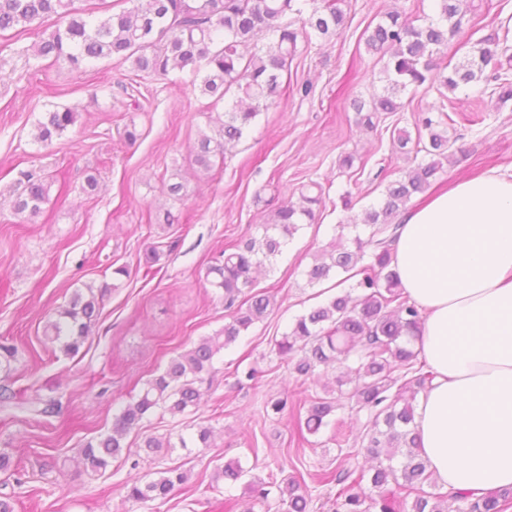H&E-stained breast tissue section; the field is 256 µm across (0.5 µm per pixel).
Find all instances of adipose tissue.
<instances>
[{"label":"adipose tissue","mask_w":512,"mask_h":512,"mask_svg":"<svg viewBox=\"0 0 512 512\" xmlns=\"http://www.w3.org/2000/svg\"><path fill=\"white\" fill-rule=\"evenodd\" d=\"M392 266L434 373L415 425L437 487L512 489V175L455 180L402 211Z\"/></svg>","instance_id":"obj_1"}]
</instances>
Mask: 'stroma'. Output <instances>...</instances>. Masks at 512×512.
Here are the masks:
<instances>
[{"instance_id": "1", "label": "stroma", "mask_w": 512, "mask_h": 512, "mask_svg": "<svg viewBox=\"0 0 512 512\" xmlns=\"http://www.w3.org/2000/svg\"><path fill=\"white\" fill-rule=\"evenodd\" d=\"M470 5L465 32L477 38L512 17V0ZM342 8L348 21L342 34L298 43L290 87L206 176L194 174L188 159L189 145L209 124L206 100L189 73L148 76L107 59L80 68L62 60L35 63L27 50L53 29L51 19L20 34L0 33V346L16 350L14 359L0 356V392L58 403L47 416L0 411V452L12 461L11 471L0 473V498H12L15 512H204L202 498L227 495L236 512H282L278 491L261 498L248 482L339 464L370 468L350 443L361 428L349 408L336 411L335 428L299 439L296 423L307 397L333 387L334 375L298 377L281 363L274 339L334 294L332 282L309 285L304 271L336 225L352 237L364 206L381 197V163H389L393 180L413 167L412 159L392 153L393 130L415 132L419 112L441 108L446 98L434 87L406 93L401 109L383 115L376 128L360 127L352 101L370 102L384 87L383 60L356 50L364 30L393 9L422 24L431 0H344ZM303 83L309 94L297 92ZM454 99L456 142L441 183L491 169L512 174V101H486L474 125L464 92ZM55 107L72 108L75 124L51 143L36 141L38 119ZM130 130L135 140L127 139ZM348 154L355 158L349 170L339 164ZM176 169L186 186L179 202L163 191ZM27 172L44 179L50 198L34 218L11 207ZM90 175L98 181L93 191ZM311 183L349 190L350 205L327 199L313 223L302 225L271 268L257 274L255 287L273 296L274 308L218 355L197 411L179 425L151 420L158 435L187 436L196 425L209 426L210 446L175 449L160 464L144 458L134 470L118 461L101 474L77 469L82 444L111 428L119 406L171 358L223 328L224 295L206 280L207 266L228 245L261 235L270 212L297 201L301 186ZM161 207L178 224L158 223ZM153 248L158 260L148 270L144 255ZM122 266L127 275H115ZM88 285L106 289L105 305L79 354L69 357L47 341L44 327L75 289ZM251 367L258 380L238 378ZM281 395L288 409L265 412V399ZM229 463L241 464L244 480L210 491L216 468ZM161 465L186 466V484L166 502L129 510L124 483L150 481Z\"/></svg>"}]
</instances>
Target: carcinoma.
Listing matches in <instances>:
<instances>
[{
  "label": "carcinoma",
  "mask_w": 512,
  "mask_h": 512,
  "mask_svg": "<svg viewBox=\"0 0 512 512\" xmlns=\"http://www.w3.org/2000/svg\"><path fill=\"white\" fill-rule=\"evenodd\" d=\"M433 16L422 25L401 19L392 11L371 30H365V49L387 56L384 66L387 86L370 106L355 100L352 107L359 123L375 128L380 112L401 108L400 95L426 84H437L454 93L471 89L476 101L486 91L506 103L512 100V64L508 54L509 30L493 31L473 43L470 53L448 68L443 49L458 37L468 23L467 0H432ZM66 18L63 26L43 33L34 44V58L83 64L115 58L139 72L165 77L172 71H188L193 86L209 99L215 109L229 92L235 100L216 120L214 127L200 131L189 147L192 167L209 172L224 151L239 141L244 130L261 112L275 103L288 72L298 40L307 43L329 39L345 28L346 13L337 0H135V5L112 11L108 0H99L94 11L76 8L73 0H0V32L25 31L35 22L50 17ZM76 113L57 108L44 113L36 124L35 138L49 142L75 124ZM454 125L443 110L418 118L417 136L398 130L393 148L406 152L416 141L422 161L405 175L390 182L383 196L364 210L361 226L368 237L357 233L352 245L342 242L343 234L329 243L306 270L308 284L314 285L333 274L344 272L352 281L349 288L296 317L289 332L275 342L280 357L288 359L294 373L312 377L318 370L338 372V395L312 397L299 436L315 435L330 424L340 406L365 413L362 448L377 461L369 472L338 469L312 475L316 482L336 484L335 512H506L512 506V491H498L473 499L464 493L428 490L431 474L419 453V437L413 426L414 407L410 398L431 379L426 364L414 350L422 323L418 309L410 303L396 271L391 247L397 225L393 219L406 209L413 197L428 191L448 160ZM24 190L13 202L18 215L38 216L49 202L45 182L25 174ZM317 193H301L300 202H286L272 212L260 237H251L224 249L222 259L208 267L206 277L224 291L225 308L231 310L224 327L201 339L172 358L157 375L147 380L143 391L128 401L112 420V429L88 439L77 465L99 472L114 459H130L127 438L141 436L139 448L147 456L162 458L175 444L168 436L145 431L144 422L155 414L176 420L198 407L204 376L214 371L216 356L235 343L254 323L262 320L272 304L271 297L254 288L253 273L282 253L299 226L313 220V206L322 202ZM103 292H73L58 318L48 322L45 336L62 342L67 355L79 352L91 327L101 315ZM351 385L348 390L345 385ZM157 478L145 484L125 485V501H165L188 480L179 467L156 471ZM245 475L238 464H226L215 471L213 482H236ZM367 481L379 490L375 497L360 489ZM284 512H307L304 476L291 475L280 490Z\"/></svg>",
  "instance_id": "carcinoma-1"
}]
</instances>
